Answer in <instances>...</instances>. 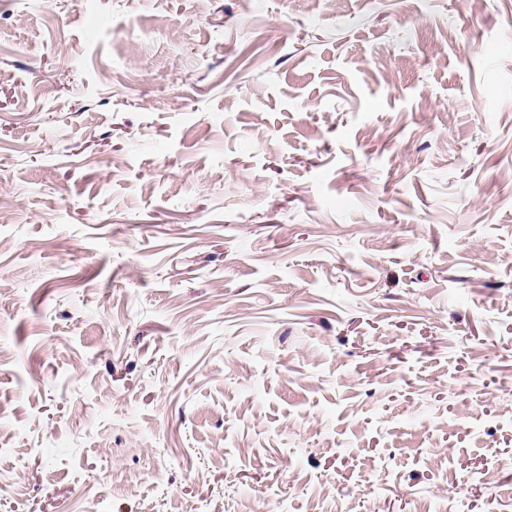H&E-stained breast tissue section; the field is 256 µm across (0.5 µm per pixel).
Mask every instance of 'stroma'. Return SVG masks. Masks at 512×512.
I'll list each match as a JSON object with an SVG mask.
<instances>
[{"label": "stroma", "instance_id": "obj_1", "mask_svg": "<svg viewBox=\"0 0 512 512\" xmlns=\"http://www.w3.org/2000/svg\"><path fill=\"white\" fill-rule=\"evenodd\" d=\"M512 512V0H0V512Z\"/></svg>", "mask_w": 512, "mask_h": 512}]
</instances>
